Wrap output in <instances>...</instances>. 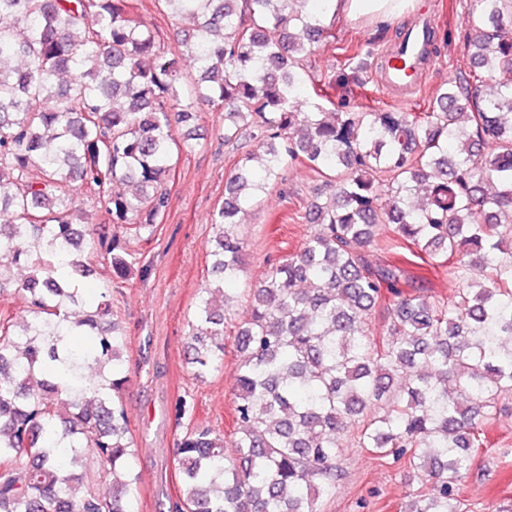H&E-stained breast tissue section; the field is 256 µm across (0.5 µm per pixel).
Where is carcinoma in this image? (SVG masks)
<instances>
[{
    "label": "carcinoma",
    "instance_id": "carcinoma-1",
    "mask_svg": "<svg viewBox=\"0 0 512 512\" xmlns=\"http://www.w3.org/2000/svg\"><path fill=\"white\" fill-rule=\"evenodd\" d=\"M307 2L154 0L191 25V76L128 0H0V295L26 312L0 317V512H132L127 330L112 286L90 301L82 278L87 249L117 284L138 261L119 235L75 223L78 196L150 240L204 106L224 111L225 142L254 128L265 150L237 162L211 217L217 283L196 295L185 349L195 378L224 368L241 214L293 161L325 191L303 246L249 289L233 331L236 429L186 430L169 512H320L349 428L433 485L403 512H460L458 484L512 394V0H471L468 71L423 112L322 107L304 61L328 28ZM384 232L448 268L454 296L408 291L399 268L370 261Z\"/></svg>",
    "mask_w": 512,
    "mask_h": 512
}]
</instances>
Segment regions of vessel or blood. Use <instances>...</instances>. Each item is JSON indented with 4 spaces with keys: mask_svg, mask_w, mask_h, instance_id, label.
I'll return each mask as SVG.
<instances>
[{
    "mask_svg": "<svg viewBox=\"0 0 512 512\" xmlns=\"http://www.w3.org/2000/svg\"><path fill=\"white\" fill-rule=\"evenodd\" d=\"M435 26L436 18L428 12L418 14L413 23L406 26L400 47L405 51L404 56L411 57V65H404L403 57L391 53L383 59L379 80L395 100H402L408 92L424 84L434 60L429 47V35Z\"/></svg>",
    "mask_w": 512,
    "mask_h": 512,
    "instance_id": "b4317fda",
    "label": "vessel or blood"
}]
</instances>
